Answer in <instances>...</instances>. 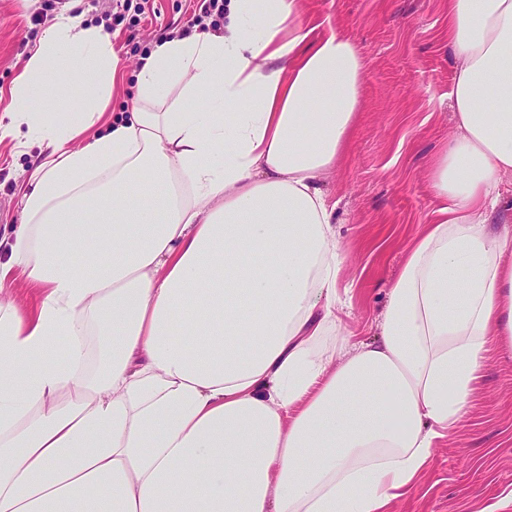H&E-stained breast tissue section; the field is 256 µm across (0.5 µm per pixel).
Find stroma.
I'll return each instance as SVG.
<instances>
[{
  "label": "stroma",
  "mask_w": 512,
  "mask_h": 512,
  "mask_svg": "<svg viewBox=\"0 0 512 512\" xmlns=\"http://www.w3.org/2000/svg\"><path fill=\"white\" fill-rule=\"evenodd\" d=\"M64 0H0V88L20 73L33 42ZM93 23L125 15L113 31L123 78L111 112L131 109L144 48L182 29L199 0H85ZM314 37L338 32L365 60L363 104L347 154L324 179L336 201L343 262L336 288L351 305V341L379 337L391 282L411 242L440 206L428 180L434 155L455 131L448 92V0H300ZM39 145L0 143V236L22 223L18 189L38 163ZM512 490V357L490 352L465 416L435 440L426 464L388 512H490Z\"/></svg>",
  "instance_id": "obj_1"
}]
</instances>
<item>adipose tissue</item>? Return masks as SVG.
<instances>
[{
    "mask_svg": "<svg viewBox=\"0 0 512 512\" xmlns=\"http://www.w3.org/2000/svg\"><path fill=\"white\" fill-rule=\"evenodd\" d=\"M299 17V0H229L221 30L154 47L107 125L119 60L82 0L29 50L0 112V142L46 149L0 262V512H383L465 414L490 345L512 356V0H449L438 217L379 339L354 345L332 339L322 179L364 59ZM52 73L85 95L46 109ZM13 285V300L20 307H31L37 301V292L34 288H30L25 276L20 272L15 273Z\"/></svg>",
    "mask_w": 512,
    "mask_h": 512,
    "instance_id": "adipose-tissue-1",
    "label": "adipose tissue"
}]
</instances>
